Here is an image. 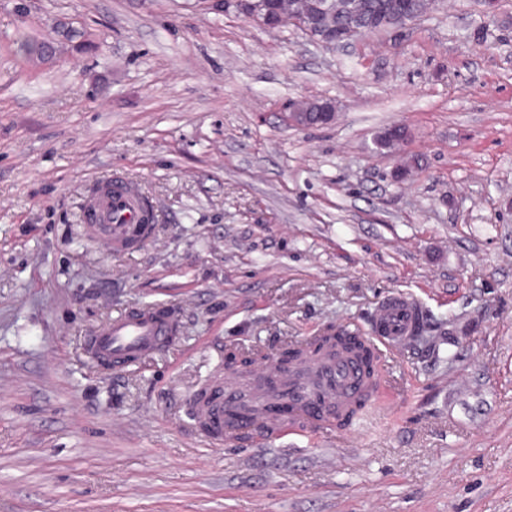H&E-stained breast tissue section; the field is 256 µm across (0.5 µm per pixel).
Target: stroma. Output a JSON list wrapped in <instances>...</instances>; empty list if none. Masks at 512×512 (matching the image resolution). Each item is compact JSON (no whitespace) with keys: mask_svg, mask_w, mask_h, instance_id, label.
I'll use <instances>...</instances> for the list:
<instances>
[{"mask_svg":"<svg viewBox=\"0 0 512 512\" xmlns=\"http://www.w3.org/2000/svg\"><path fill=\"white\" fill-rule=\"evenodd\" d=\"M0 0V512H512V0H441L328 49L220 0ZM88 48L50 61L24 41ZM328 100L334 121L289 123ZM405 124L399 151L375 135ZM411 155L420 166L393 171ZM141 181L148 244L81 232L84 189ZM399 351L343 439L216 443L190 394L393 293ZM150 305L181 333L125 370L85 342Z\"/></svg>","mask_w":512,"mask_h":512,"instance_id":"35a3bbf8","label":"stroma"}]
</instances>
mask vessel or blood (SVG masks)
I'll return each mask as SVG.
<instances>
[{"instance_id":"b4317fda","label":"vessel or blood","mask_w":512,"mask_h":512,"mask_svg":"<svg viewBox=\"0 0 512 512\" xmlns=\"http://www.w3.org/2000/svg\"><path fill=\"white\" fill-rule=\"evenodd\" d=\"M140 183L129 178L96 182L83 197V234L92 243L125 253L149 241ZM422 319L414 299L398 293L380 303L370 338L377 363L411 344ZM179 313L149 306L113 318L98 328L86 352L111 359L120 370L153 357L166 347ZM368 389L363 362L341 349H319L308 338L288 369L268 363L251 374L216 379L207 395H195L192 411L199 428L214 439L248 435L261 442L298 430L320 432L336 426Z\"/></svg>"}]
</instances>
